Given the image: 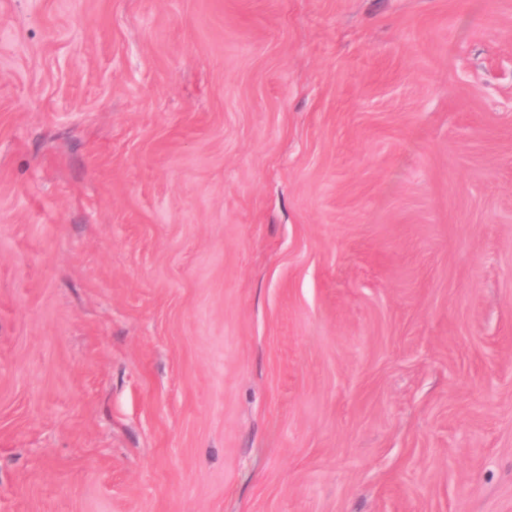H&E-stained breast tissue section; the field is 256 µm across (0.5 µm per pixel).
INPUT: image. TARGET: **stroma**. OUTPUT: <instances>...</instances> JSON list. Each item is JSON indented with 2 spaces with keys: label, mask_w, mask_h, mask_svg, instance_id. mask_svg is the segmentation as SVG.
Instances as JSON below:
<instances>
[{
  "label": "stroma",
  "mask_w": 512,
  "mask_h": 512,
  "mask_svg": "<svg viewBox=\"0 0 512 512\" xmlns=\"http://www.w3.org/2000/svg\"><path fill=\"white\" fill-rule=\"evenodd\" d=\"M0 512H512V0H0Z\"/></svg>",
  "instance_id": "obj_1"
}]
</instances>
